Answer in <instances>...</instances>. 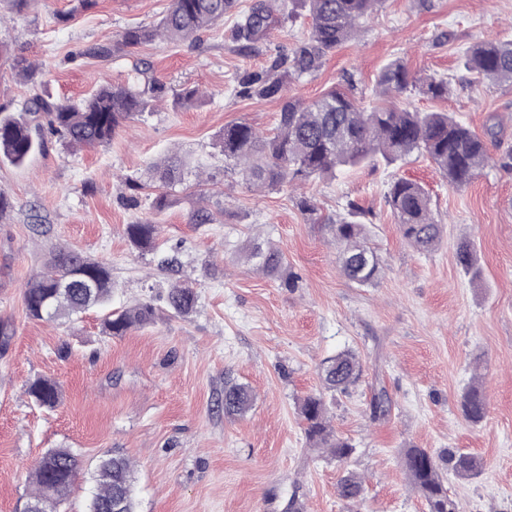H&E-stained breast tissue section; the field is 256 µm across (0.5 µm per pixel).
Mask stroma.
<instances>
[{"mask_svg":"<svg viewBox=\"0 0 512 512\" xmlns=\"http://www.w3.org/2000/svg\"><path fill=\"white\" fill-rule=\"evenodd\" d=\"M170 0H33L23 12L0 0V111H19L42 96L78 101L103 84L123 85L135 68L149 71L165 97L127 121L109 144L73 150L55 136L23 165L0 161V191L15 208L0 219V319L15 335L0 353V512H23L28 475L51 448H69L85 469L62 512H84L93 492L87 474L116 449L135 465L138 512H426L400 464L403 448H451L483 459L476 478H449L463 512H512V87L481 83L464 67L463 50L483 38H512V0H383L357 37L326 54L318 71L292 81L287 93L306 100L351 86L361 105H375L379 70L400 57L416 76L450 82L447 97L410 89L406 102L451 112L477 133L490 117L504 124L492 157L465 188L450 186L430 159L415 153L388 165L344 169L282 190L250 191L224 167L219 135L245 122L270 132L279 103L260 97L249 78L269 75L307 36L301 0H279L285 22L254 43L236 35L226 15L196 41L144 44L100 60L90 47L115 43L131 26H150ZM36 64L19 73L15 58ZM193 88L205 99L182 103ZM174 153L185 178L156 210L151 165ZM398 177L417 181L444 226L438 247L419 252L404 240L386 202ZM141 188L127 205L126 179ZM311 200L314 213L301 210ZM355 203L381 274L360 287L336 267L327 225ZM206 207L212 223L193 213ZM158 226V249L179 248V274L158 270L153 254L136 252L127 225ZM268 240L298 274L284 288L246 263L254 240ZM471 243L481 272L457 262ZM66 245L112 271L113 310L153 301V324L123 336L102 332L104 313L73 319L28 318L22 290L53 247ZM189 281L197 309L171 315L163 296L173 279ZM355 351L363 377L347 394L325 400L337 436L355 451L340 463L311 447L298 412L319 390L324 359ZM481 374L488 413L470 425L460 400ZM56 381L62 404L37 406L29 381ZM246 384L252 408L226 418L224 383ZM391 401L374 421L378 389ZM364 477L356 508L337 496L344 470Z\"/></svg>","mask_w":512,"mask_h":512,"instance_id":"stroma-1","label":"stroma"}]
</instances>
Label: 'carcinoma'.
I'll return each mask as SVG.
<instances>
[{
    "instance_id": "cac0c4a2",
    "label": "carcinoma",
    "mask_w": 512,
    "mask_h": 512,
    "mask_svg": "<svg viewBox=\"0 0 512 512\" xmlns=\"http://www.w3.org/2000/svg\"><path fill=\"white\" fill-rule=\"evenodd\" d=\"M382 0H303L312 26L291 56L274 65L280 73L256 78L257 94L281 101L279 119L273 133L258 134L250 125L236 122L224 126L220 134L224 158L241 168L245 184L257 190L283 188L313 176L328 177L341 167H359L367 163L397 162L419 152L427 155L448 183L456 188L468 186L490 159L488 140L496 139L501 128L492 125L482 137L468 125L446 112H418L399 107L393 100L409 88H417L432 98L448 96L450 86L444 79H416L399 59L384 65L377 76L375 95L385 101L367 110L345 89L332 87L315 100L285 97V83L317 71L327 52L352 40L362 21L377 9ZM237 8V0H171L159 22L153 26L125 30L110 46L91 47L88 54L106 58L115 52L155 41L179 42L208 29ZM283 15L271 0H256L237 22L239 35L258 41L282 24ZM463 63L480 81L512 83V39L485 40L471 44ZM137 84L101 86L89 98L78 103L57 102L35 96L18 114H0V160L24 163L38 148L44 130L69 146L104 145L124 122L141 114L149 101L160 97L164 86L136 69ZM156 179L172 187L181 181L178 161L166 156L153 164ZM387 201L396 217L403 238L416 250L430 252L441 240V224L435 219L428 192L417 182L397 178L389 186ZM360 208L348 204V216L329 225L338 244L337 263L351 282L364 286L375 282L379 261L365 225L355 221ZM129 242L141 251L157 248V225L138 222L126 225ZM76 250L58 247L42 270L32 275L23 291L26 314L34 320L56 321L64 316L85 312L91 307L105 311L103 330L109 336H123L128 331L154 322L156 307L141 301L121 311H113L112 277L102 264L75 257ZM459 265L476 277L480 274L476 254L470 244L459 245ZM247 259L264 275L286 288L297 286L299 276L288 266L283 252L273 245L258 243ZM68 282L58 291L60 282ZM170 311L185 317L193 313L199 296L194 288L172 283L166 293ZM363 365L352 351H342L322 364L324 389L346 392L362 378ZM27 394L46 409L61 403L58 384L47 378L29 383ZM252 396L241 384L224 385V415L245 413ZM464 418L477 425L487 413V402L479 386L467 390L461 400ZM390 398L381 388L369 404L372 419L385 417ZM309 440L327 448L338 462L346 461L355 450L351 442L336 436L327 418V408L320 393L306 396L300 407ZM412 484L426 501L427 512H462L451 497L445 475L460 479L479 476L483 460L446 449L436 455L425 448H408L401 458ZM81 471L79 458L70 448L47 450L37 462L31 480L34 492L27 504L41 506L42 512H59L71 494ZM95 491L85 512H113L115 502L122 512H135V480L129 457L114 451L99 458L92 472ZM339 498L355 504L363 494V480L349 472L337 484Z\"/></svg>"
}]
</instances>
